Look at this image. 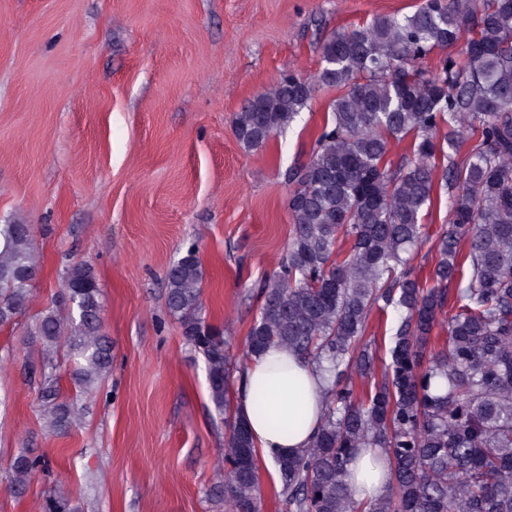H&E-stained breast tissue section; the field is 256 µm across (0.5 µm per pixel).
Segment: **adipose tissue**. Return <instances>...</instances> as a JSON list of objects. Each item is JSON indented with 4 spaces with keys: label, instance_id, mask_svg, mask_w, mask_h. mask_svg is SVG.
Segmentation results:
<instances>
[{
    "label": "adipose tissue",
    "instance_id": "1",
    "mask_svg": "<svg viewBox=\"0 0 512 512\" xmlns=\"http://www.w3.org/2000/svg\"><path fill=\"white\" fill-rule=\"evenodd\" d=\"M326 385L318 365L281 346L268 347L238 374L236 411L267 459L311 444L322 424ZM380 454V449L362 448L348 463L347 481L356 501L373 502L385 494L388 475L377 462Z\"/></svg>",
    "mask_w": 512,
    "mask_h": 512
}]
</instances>
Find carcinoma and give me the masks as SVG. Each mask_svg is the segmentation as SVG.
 <instances>
[{
    "label": "carcinoma",
    "instance_id": "1",
    "mask_svg": "<svg viewBox=\"0 0 512 512\" xmlns=\"http://www.w3.org/2000/svg\"><path fill=\"white\" fill-rule=\"evenodd\" d=\"M438 52L436 70L422 67ZM320 55L314 74L282 73L233 120L240 144L263 148L318 89H336L307 161L288 172L292 236L260 292L239 365L282 345L331 381L309 448L275 460L288 512H512V0H423L410 15L330 32ZM474 136L459 157V143ZM403 141L408 153L388 160L389 145ZM443 192L448 223L423 282L411 249ZM40 267L30 225L0 224V330L31 301L34 278L21 270ZM64 285L69 308L46 307L31 329L43 347L40 399L59 431L79 425L86 407L63 392L53 354L73 361L71 379L85 392L112 366L93 268L73 265ZM166 288L168 311L204 354L210 399L225 415V493L236 512H261L259 452L231 409L224 336L204 316L195 249L169 269ZM374 308L399 314L379 375L364 341ZM444 326L437 350L432 336ZM356 376L370 381L359 399ZM358 448L383 449L391 470L387 493L367 505L347 482ZM48 470V460L19 453L8 489L20 493ZM45 512L75 509L51 494Z\"/></svg>",
    "mask_w": 512,
    "mask_h": 512
}]
</instances>
